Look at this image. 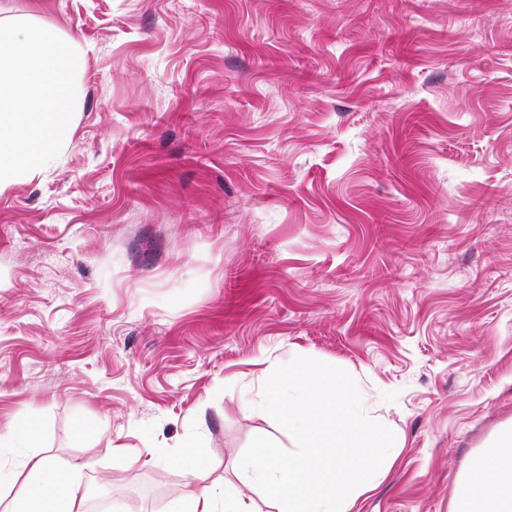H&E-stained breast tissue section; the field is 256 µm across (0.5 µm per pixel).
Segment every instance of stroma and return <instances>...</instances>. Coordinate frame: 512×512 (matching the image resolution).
Listing matches in <instances>:
<instances>
[{
  "mask_svg": "<svg viewBox=\"0 0 512 512\" xmlns=\"http://www.w3.org/2000/svg\"><path fill=\"white\" fill-rule=\"evenodd\" d=\"M82 47L68 142L0 188V463L171 512L305 356L395 460L357 512H451L512 428V0H0Z\"/></svg>",
  "mask_w": 512,
  "mask_h": 512,
  "instance_id": "1",
  "label": "stroma"
}]
</instances>
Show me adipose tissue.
I'll return each instance as SVG.
<instances>
[{"instance_id": "obj_1", "label": "adipose tissue", "mask_w": 512, "mask_h": 512, "mask_svg": "<svg viewBox=\"0 0 512 512\" xmlns=\"http://www.w3.org/2000/svg\"><path fill=\"white\" fill-rule=\"evenodd\" d=\"M29 451L19 469L0 466V485L22 476L24 492L12 512H87V489L82 480L84 462L59 467L51 458L36 452L38 423L27 419L17 427ZM487 456L476 459L471 478L460 481L453 512H512V432L504 434ZM183 474L196 484L195 493L185 496L179 512H253L251 505L230 484L207 480V470L195 457L177 461Z\"/></svg>"}]
</instances>
